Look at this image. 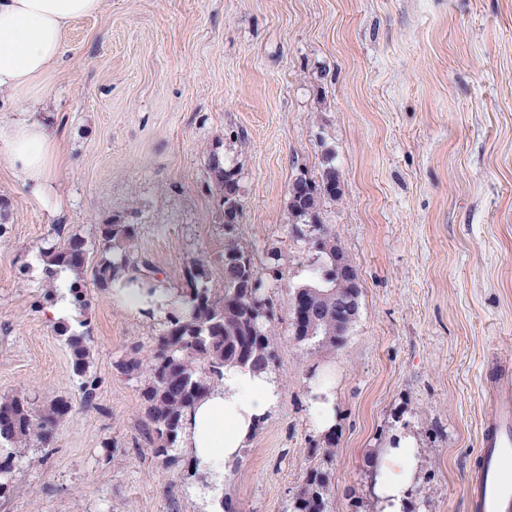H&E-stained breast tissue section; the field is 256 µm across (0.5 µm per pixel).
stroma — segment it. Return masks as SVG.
I'll return each instance as SVG.
<instances>
[{"label": "stroma", "instance_id": "stroma-1", "mask_svg": "<svg viewBox=\"0 0 512 512\" xmlns=\"http://www.w3.org/2000/svg\"><path fill=\"white\" fill-rule=\"evenodd\" d=\"M26 107L0 91V116L45 123L61 139L54 194L33 201L0 158L8 236L0 241V396L42 410L73 402L48 449H21L18 493L0 512H204L190 461L147 453L139 385L119 369L148 358L163 319L132 316L96 286L99 225L136 228V256L180 291L205 256L221 287L224 222L210 154L236 174L239 231L280 277L273 303L281 388L224 477L236 512H289L311 469L327 470L332 512H378L374 453L416 436L410 512H470L492 380L512 373V0H106L74 20L50 78ZM332 151L343 193L321 220L354 261L361 294L346 345L289 341L288 293L314 251L288 215L295 178L319 179ZM80 237L93 299L84 403L71 351L36 303L49 289L41 249ZM335 383L332 456L309 411L318 377Z\"/></svg>", "mask_w": 512, "mask_h": 512}]
</instances>
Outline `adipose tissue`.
Segmentation results:
<instances>
[{"label":"adipose tissue","mask_w":512,"mask_h":512,"mask_svg":"<svg viewBox=\"0 0 512 512\" xmlns=\"http://www.w3.org/2000/svg\"><path fill=\"white\" fill-rule=\"evenodd\" d=\"M105 0H0V90L38 104L49 93L48 76L63 53V34L80 17L100 12ZM0 156L12 165L29 196L44 202L53 189L58 139L41 122L29 118L0 119ZM109 295L132 315L165 316L175 295L161 285L141 288L129 276L115 278ZM279 400L269 373L224 374L215 387L187 413L182 444L211 482L224 480L228 463L237 459L257 426ZM417 441L396 435L373 459L375 495L381 512H405L420 470Z\"/></svg>","instance_id":"1"}]
</instances>
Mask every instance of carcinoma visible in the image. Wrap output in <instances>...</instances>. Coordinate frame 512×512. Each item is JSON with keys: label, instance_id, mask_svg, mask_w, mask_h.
<instances>
[{"label": "carcinoma", "instance_id": "obj_1", "mask_svg": "<svg viewBox=\"0 0 512 512\" xmlns=\"http://www.w3.org/2000/svg\"><path fill=\"white\" fill-rule=\"evenodd\" d=\"M334 156L324 154L321 181L298 177L289 188L288 213L294 224H303L317 234L312 238L315 252L312 281L290 290L288 308L291 318L289 340L297 346L311 345L317 352L334 351L344 346L358 312L342 308L343 297L360 295V283L353 260L342 248L336 233L320 221L323 198L342 195L341 180L333 164ZM210 171L221 191L224 217V287L209 286L206 261L195 258L190 263L185 287L180 289V306L166 317L165 329L157 338L153 356L145 361L130 357L121 363L122 373L140 383L144 423L153 458L169 466L175 464V445L181 436L185 415L192 406L224 379V372L237 369L269 372L277 358L271 339L274 314L269 299L262 295L261 282L247 245L236 235L243 206L239 185L232 170L214 159ZM99 239L104 252L124 247L121 262L107 257L95 269V281L104 291L111 288L114 277L128 272L143 283L154 280L156 270L145 260L132 256L135 228L114 220L99 225ZM43 258L69 267L81 274L87 262L84 242L72 236L62 246L43 251ZM74 307L85 316L79 321L88 326L91 297L75 279L68 288ZM302 296L308 300L314 316L300 322L295 319L294 302ZM60 335L71 349L73 375L80 381L84 401L96 395L98 380L90 373L88 331L81 333L64 325ZM72 410V402L57 397L48 408L38 412L21 395L0 397V496L14 489L16 448L36 442L44 447L53 441L63 418ZM332 496L329 474L313 469L305 477L292 503V512H329Z\"/></svg>", "mask_w": 512, "mask_h": 512}]
</instances>
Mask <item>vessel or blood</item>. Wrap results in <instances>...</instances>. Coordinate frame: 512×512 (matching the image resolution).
Wrapping results in <instances>:
<instances>
[{
	"label": "vessel or blood",
	"mask_w": 512,
	"mask_h": 512,
	"mask_svg": "<svg viewBox=\"0 0 512 512\" xmlns=\"http://www.w3.org/2000/svg\"><path fill=\"white\" fill-rule=\"evenodd\" d=\"M479 462L467 480L471 512H512V380L498 382L496 407L481 430Z\"/></svg>",
	"instance_id": "vessel-or-blood-1"
}]
</instances>
